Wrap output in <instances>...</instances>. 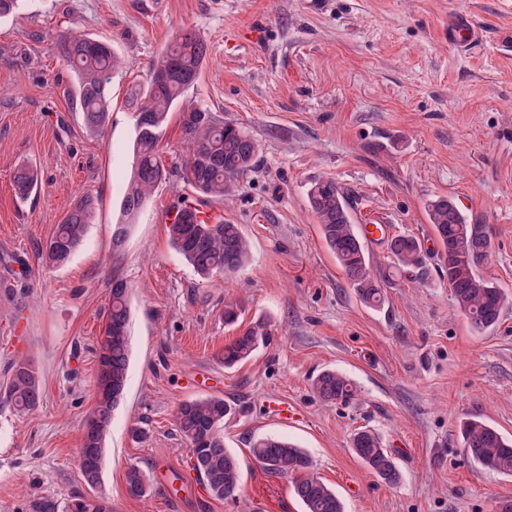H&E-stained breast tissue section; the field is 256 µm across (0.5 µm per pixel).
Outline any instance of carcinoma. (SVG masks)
Masks as SVG:
<instances>
[{"instance_id": "obj_1", "label": "carcinoma", "mask_w": 512, "mask_h": 512, "mask_svg": "<svg viewBox=\"0 0 512 512\" xmlns=\"http://www.w3.org/2000/svg\"><path fill=\"white\" fill-rule=\"evenodd\" d=\"M59 56L77 76V98L85 126L101 132L109 122L112 74L121 61L112 42L97 36L62 33L55 39ZM207 47L196 34L183 30L153 61L150 80L135 115L134 164L121 202V217L115 224L114 240L121 242L127 225L166 179L160 161L159 144L170 111L198 80ZM187 151L178 175L194 192L216 200L233 195L237 180L252 170L259 152L258 142L246 131L229 122L218 121L200 107L183 113ZM18 194L26 197L37 188V177L28 168L15 176ZM308 204L319 224L322 239L336 257L346 280L359 300L378 307L385 301L384 281L372 273L365 245L354 230L344 191L332 179L311 183ZM94 215V198L80 196L67 211L61 224L40 250L45 265L66 264L81 244ZM429 223L442 248V267L458 311L474 329L494 328L509 303L504 289L482 274L491 249L490 233L484 224H469L457 204L438 197L428 203ZM173 248L196 274L210 280L243 269L250 260V245L239 224L219 221L209 224L200 211L185 205L175 212L169 225ZM393 263L404 272L423 274L420 240L409 234H396L387 240ZM241 310L234 304L224 308V324L235 327L236 336L224 345L218 359L233 368L267 346L272 329L265 319L239 322ZM130 321L129 287L112 282L104 336L98 349L95 400L82 432L79 470L84 483L100 484L105 442L112 426L113 412L126 389L129 364ZM317 397L326 404L348 403L358 397L356 385L332 369L312 381ZM43 397L39 371L30 358L19 355L11 363L10 376L0 388V409L26 414L40 407ZM231 407L219 397L195 398L179 404L175 426L189 448L192 470L203 479L209 496L235 500L240 494L239 458L224 448V418ZM467 456L482 468L512 475V439L494 426L469 419L461 424ZM350 448L365 466L389 484L401 475L391 451L381 437L360 428L350 438ZM253 459L268 473L291 478L292 493L303 512H344L341 499L312 469L307 452L281 437H259L250 444ZM126 486L133 497L143 498L151 489L149 473L138 466L126 471ZM69 512H112L110 499L102 494L87 497L81 493L67 504Z\"/></svg>"}]
</instances>
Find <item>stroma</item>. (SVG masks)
I'll return each instance as SVG.
<instances>
[{"label":"stroma","mask_w":512,"mask_h":512,"mask_svg":"<svg viewBox=\"0 0 512 512\" xmlns=\"http://www.w3.org/2000/svg\"><path fill=\"white\" fill-rule=\"evenodd\" d=\"M461 15L482 33L469 49L448 44V21ZM183 29L208 47L185 103L248 131L258 158L229 200L162 182L117 246L137 104L151 63ZM62 32L111 39L126 63L104 131L82 122L77 79L53 45ZM24 166L39 188L22 200L13 178ZM318 178L347 192L354 226L416 236L426 278L366 242L385 302L360 303L309 208ZM86 192L98 205L82 244L65 265L46 266L39 247ZM443 196L488 225L482 272L512 294V0H326L318 13L304 0H26L0 20V385L23 354L43 399L31 416L0 412V512L62 507L87 490L77 450L116 277L130 287V356L98 487L112 512H301L290 479L250 456L262 436L304 448L345 512H494L512 502V476L475 465L459 432L480 418L512 438V306L484 332L455 310L426 214ZM184 205L241 225L248 266L200 280L170 242ZM229 303L274 332L231 369L217 360L235 334L223 319ZM325 369L353 380L360 403L321 402L311 380ZM205 396L231 407L234 502L207 496L176 431L178 405ZM279 401L294 419L279 416ZM136 425L146 439L133 440ZM360 427L392 450L398 483L352 452ZM132 465L151 476L147 497L126 493Z\"/></svg>","instance_id":"35a3bbf8"}]
</instances>
